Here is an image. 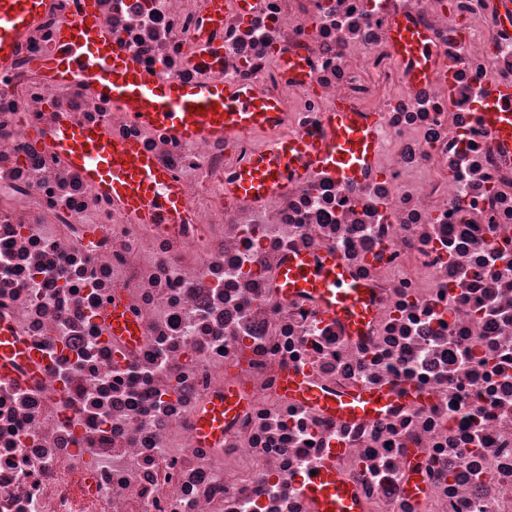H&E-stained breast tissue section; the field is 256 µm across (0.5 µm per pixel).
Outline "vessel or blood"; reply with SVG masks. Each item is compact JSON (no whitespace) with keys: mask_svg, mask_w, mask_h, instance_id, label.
<instances>
[{"mask_svg":"<svg viewBox=\"0 0 512 512\" xmlns=\"http://www.w3.org/2000/svg\"><path fill=\"white\" fill-rule=\"evenodd\" d=\"M47 0H0V66L13 55L22 33L42 13ZM254 0H209L204 22L188 61L212 65L218 61L212 31L222 26L224 12L236 7L249 12ZM76 20H62L56 46L37 58L35 67L51 84L80 85L110 100L136 124L166 131L183 142L233 138L250 131H270L274 137L255 152L224 183L226 197L259 205L285 190L314 161L348 182L362 181L376 168L379 126L376 112H358L344 99L321 118L313 135H276L281 109L274 98L231 83L184 84L159 78L114 48L98 18L97 0H77ZM389 47L406 79L421 84L447 78L449 65L433 37L408 18L397 19L388 31ZM475 119L512 157V85H492L484 93ZM52 149L79 170L88 182L112 199L132 220L171 227L190 220L181 181L160 167L138 142L111 140L105 126L94 127L59 115L45 133ZM274 290L282 300L312 303L323 319L339 323L347 337L362 339L377 315L370 286L356 278L331 250L291 252L275 276ZM108 335L129 343L143 334L140 321L121 300H113L103 317ZM37 376L41 364L10 326L0 321V378L12 379L17 365ZM281 394L345 421H375L401 406L419 402L410 385L398 388L355 387L331 390L312 383L304 370L284 372ZM249 393L226 379L222 394L211 399L195 420V436L205 446L222 445L224 429L248 404ZM312 512H363L357 490L338 473L335 457H327L301 483Z\"/></svg>","mask_w":512,"mask_h":512,"instance_id":"b4317fda","label":"vessel or blood"}]
</instances>
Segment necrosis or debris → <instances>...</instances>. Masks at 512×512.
I'll return each instance as SVG.
<instances>
[{
	"label": "necrosis or debris",
	"instance_id": "4bbe7bcc",
	"mask_svg": "<svg viewBox=\"0 0 512 512\" xmlns=\"http://www.w3.org/2000/svg\"><path fill=\"white\" fill-rule=\"evenodd\" d=\"M511 0H257L229 12L218 66L189 65L206 0H98L114 45L150 73L219 79L279 98L285 134L313 133L340 97L382 115L379 172L311 167L262 207L224 180L268 140L184 143L129 122L84 87L46 83L72 0H50L0 69V317L44 363L0 382V512H309L302 477L330 452L364 512H512V159L475 122L512 84ZM401 14L434 36L450 77L413 87L386 45ZM306 58L313 88L279 68ZM134 140L186 186L192 221L138 224L35 138L58 112ZM332 249L376 290L364 342L272 288L286 251ZM123 301L139 344L108 336ZM309 368L348 388L409 383L427 404L341 423L282 397ZM252 393L205 448L194 420L226 375ZM426 493L406 497L408 459Z\"/></svg>",
	"mask_w": 512,
	"mask_h": 512
}]
</instances>
